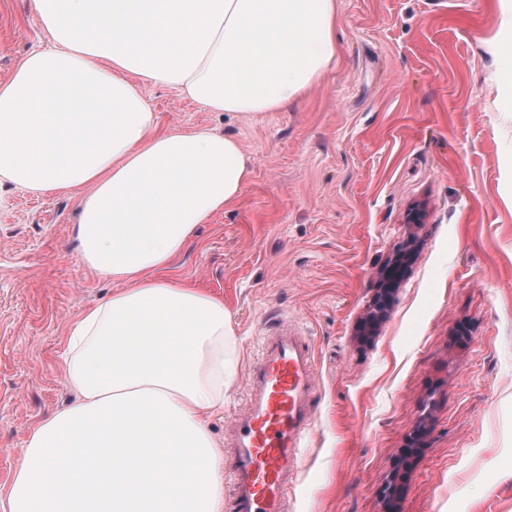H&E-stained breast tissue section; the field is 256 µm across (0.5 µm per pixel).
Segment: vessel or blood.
<instances>
[{
  "mask_svg": "<svg viewBox=\"0 0 512 512\" xmlns=\"http://www.w3.org/2000/svg\"><path fill=\"white\" fill-rule=\"evenodd\" d=\"M312 367V350L295 330L265 337L262 360L249 372L248 405L232 420L234 512H287L312 422Z\"/></svg>",
  "mask_w": 512,
  "mask_h": 512,
  "instance_id": "1",
  "label": "vessel or blood"
}]
</instances>
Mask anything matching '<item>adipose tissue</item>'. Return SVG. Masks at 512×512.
I'll list each match as a JSON object with an SVG mask.
<instances>
[{"label":"adipose tissue","mask_w":512,"mask_h":512,"mask_svg":"<svg viewBox=\"0 0 512 512\" xmlns=\"http://www.w3.org/2000/svg\"><path fill=\"white\" fill-rule=\"evenodd\" d=\"M47 48L0 82V184L78 192L81 262L116 282L70 327L75 400L25 439L0 512H223L230 310L162 278L252 171L206 127L158 131L143 89L210 112H276L336 56L335 0H33ZM491 80L512 112V0H496Z\"/></svg>","instance_id":"adipose-tissue-1"}]
</instances>
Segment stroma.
<instances>
[{
	"mask_svg": "<svg viewBox=\"0 0 512 512\" xmlns=\"http://www.w3.org/2000/svg\"><path fill=\"white\" fill-rule=\"evenodd\" d=\"M337 55L295 104L239 117L164 85L160 130L235 136L252 169L166 279L223 300L236 357L210 420L229 449L265 336L315 352L313 422L288 512H512V118L488 77L495 0H335ZM43 43L31 0H0V82ZM77 193L0 188V488L27 434L71 399L70 325L112 280L79 261ZM414 251L376 333L380 274Z\"/></svg>",
	"mask_w": 512,
	"mask_h": 512,
	"instance_id": "obj_1",
	"label": "stroma"
}]
</instances>
